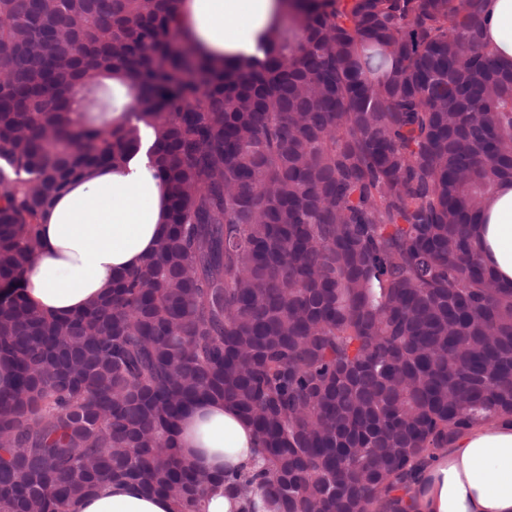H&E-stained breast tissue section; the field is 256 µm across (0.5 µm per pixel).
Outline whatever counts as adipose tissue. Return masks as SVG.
<instances>
[{
    "label": "adipose tissue",
    "mask_w": 512,
    "mask_h": 512,
    "mask_svg": "<svg viewBox=\"0 0 512 512\" xmlns=\"http://www.w3.org/2000/svg\"><path fill=\"white\" fill-rule=\"evenodd\" d=\"M280 6L277 0H183L179 39L220 62L253 55L256 37ZM485 41L498 61L512 66V0H485ZM120 165H102L72 179L42 215L38 256L23 274L29 301L43 312L68 316L109 294L112 278L137 268L165 228L166 197L146 152ZM485 262L512 287V181L487 199L481 226ZM181 454L209 477L261 468L251 425L220 401H203L182 415ZM410 512H512V421L476 426L425 460L406 496ZM171 500L135 483L113 482L71 502L69 512H173Z\"/></svg>",
    "instance_id": "adipose-tissue-1"
}]
</instances>
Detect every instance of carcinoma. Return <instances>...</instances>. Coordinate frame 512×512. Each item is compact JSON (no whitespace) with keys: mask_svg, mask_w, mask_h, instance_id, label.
Segmentation results:
<instances>
[{"mask_svg":"<svg viewBox=\"0 0 512 512\" xmlns=\"http://www.w3.org/2000/svg\"><path fill=\"white\" fill-rule=\"evenodd\" d=\"M281 2L264 58L217 65L177 38L182 0H0V512L116 481L201 512L176 434L204 400L266 455L229 485L250 512L258 486L274 512H406L422 459L512 419V288L476 231L512 180V67L481 0ZM141 122L157 248L42 312L21 286L42 212Z\"/></svg>","mask_w":512,"mask_h":512,"instance_id":"obj_1","label":"carcinoma"}]
</instances>
